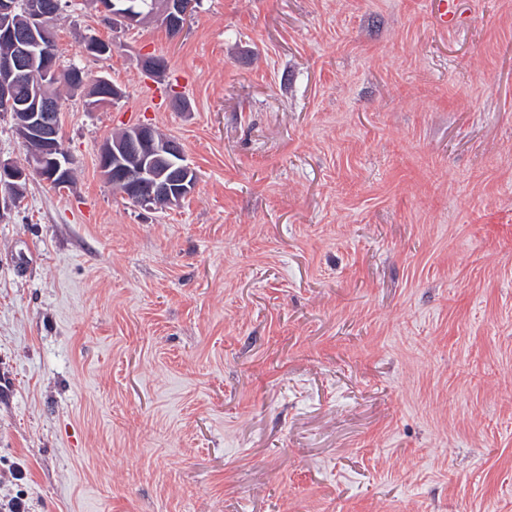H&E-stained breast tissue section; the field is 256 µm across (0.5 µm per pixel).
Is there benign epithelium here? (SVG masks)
Instances as JSON below:
<instances>
[{"instance_id": "benign-epithelium-1", "label": "benign epithelium", "mask_w": 512, "mask_h": 512, "mask_svg": "<svg viewBox=\"0 0 512 512\" xmlns=\"http://www.w3.org/2000/svg\"><path fill=\"white\" fill-rule=\"evenodd\" d=\"M15 0H0V39L11 44V50L0 54V112L14 115L18 137L29 148V167L24 168L0 160V188L7 192V200L15 201V190L28 179L29 172L47 168L60 174L61 185H70L72 164L58 142V121L61 119L58 100L44 84L32 86L26 102L17 100L16 87L31 81L32 67L28 62V42L39 37L47 42L51 29L45 19L59 8L57 0H33L28 7V25L24 28L11 23ZM191 8L187 0H152L153 15L164 20L175 34L181 32ZM173 143L150 125L139 124L127 128L122 138L106 140L100 156L107 162L104 176L110 181L126 183L127 195L144 206L170 209L179 206L190 196L196 182L185 184L163 178L159 171H169L173 163L169 154ZM134 155L139 160V175H127L126 159Z\"/></svg>"}]
</instances>
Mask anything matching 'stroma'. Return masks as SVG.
<instances>
[{
  "label": "stroma",
  "mask_w": 512,
  "mask_h": 512,
  "mask_svg": "<svg viewBox=\"0 0 512 512\" xmlns=\"http://www.w3.org/2000/svg\"><path fill=\"white\" fill-rule=\"evenodd\" d=\"M456 2L197 0L173 37L62 0L59 63L122 95L61 90L74 182L0 211V501L512 512V0ZM138 124L180 206L103 178Z\"/></svg>",
  "instance_id": "1"
}]
</instances>
